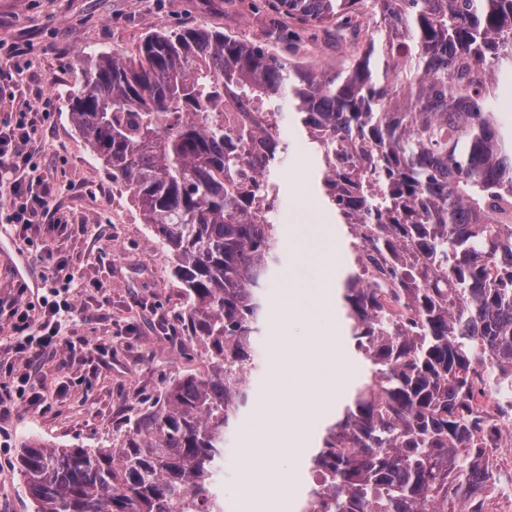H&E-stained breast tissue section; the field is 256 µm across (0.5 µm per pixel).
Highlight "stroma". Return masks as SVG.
I'll use <instances>...</instances> for the list:
<instances>
[{"mask_svg": "<svg viewBox=\"0 0 512 512\" xmlns=\"http://www.w3.org/2000/svg\"><path fill=\"white\" fill-rule=\"evenodd\" d=\"M254 11L240 15L224 0H0V67L12 65L13 48L25 50L24 70L14 78L17 104L49 114L39 130L34 158L38 174L60 189L57 202L69 222L67 234L50 224L29 231L13 244L38 261L44 245L57 246L67 259L82 307L70 326L71 345L44 354L32 365L35 380L53 392L65 382L62 396L37 412L16 401L9 420L0 423V512H33L18 466L24 442L36 439L57 448H99L119 445V434L131 417L162 399L166 384L184 376H206L210 361L190 343L181 325L182 310L168 298L178 290L169 253L150 227L133 223L130 209L114 207L117 185L73 124L68 98L84 82L88 55L128 51L139 38L160 28L200 25L253 40L265 39L274 17L265 0H251ZM350 44L365 38L364 26L342 30L311 27L296 41H273L274 51L297 58L320 71L341 65L336 39ZM282 134L288 157L274 174L285 218L281 236L299 205L296 180L307 174L312 192H319L322 174L305 135L292 120ZM319 274L315 264L281 244L278 261L264 289L267 316L259 342V367L250 384L249 405L227 439L224 456V498L236 499L241 448L254 408L267 400L275 370L273 346L278 327L277 296L289 281L304 284ZM103 348L85 360L84 343Z\"/></svg>", "mask_w": 512, "mask_h": 512, "instance_id": "1", "label": "stroma"}]
</instances>
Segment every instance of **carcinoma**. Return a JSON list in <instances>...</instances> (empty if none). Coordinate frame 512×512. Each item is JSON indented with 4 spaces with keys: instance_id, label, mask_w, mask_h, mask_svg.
Returning a JSON list of instances; mask_svg holds the SVG:
<instances>
[{
    "instance_id": "obj_1",
    "label": "carcinoma",
    "mask_w": 512,
    "mask_h": 512,
    "mask_svg": "<svg viewBox=\"0 0 512 512\" xmlns=\"http://www.w3.org/2000/svg\"><path fill=\"white\" fill-rule=\"evenodd\" d=\"M301 26L365 14L350 61L318 73L204 26L147 33L91 57L69 110L93 156L131 192L171 254L184 331L212 372L169 383L119 447L26 442L34 512H193L211 492L224 434L249 399L279 250L268 135L256 182L239 143L256 122L203 112H295L322 165V194L351 238L341 285L349 338L373 376L311 458L300 512H483L487 425L471 409L478 353L512 370V133L497 117L512 72V0H267Z\"/></svg>"
}]
</instances>
